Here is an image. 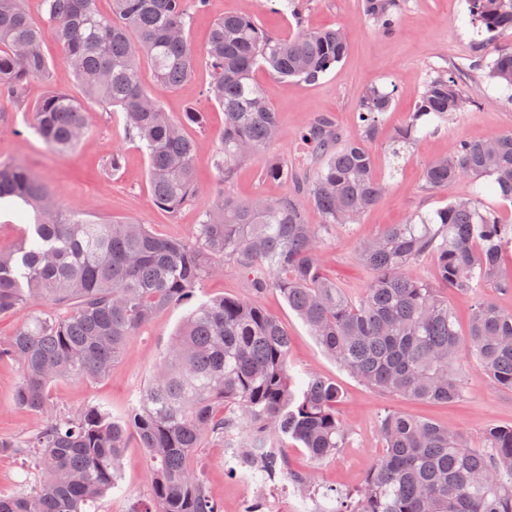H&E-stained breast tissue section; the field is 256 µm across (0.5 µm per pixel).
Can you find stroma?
<instances>
[{
	"label": "stroma",
	"mask_w": 512,
	"mask_h": 512,
	"mask_svg": "<svg viewBox=\"0 0 512 512\" xmlns=\"http://www.w3.org/2000/svg\"><path fill=\"white\" fill-rule=\"evenodd\" d=\"M227 12L252 14L267 30L278 35L297 32L302 25L312 29L341 28L349 43L344 60L315 85L287 83L265 72L257 73L260 88L279 114L280 133L272 145L242 161L229 181H220L215 170L214 150L224 131V112L203 96L210 71L202 63L198 64L192 80L162 98L166 112L173 118H180L191 108L203 114L201 124L186 129L200 144L194 160L197 195L176 213H166L153 204L147 159L139 142L126 136L123 117L118 112L91 107L88 132L82 144L65 155L49 150L27 130L30 113L6 112L0 116L5 121L0 129V163H25L64 210L84 209L96 220H132L147 225L162 237L189 240L202 212L218 193L239 199L287 196L292 190L290 182L262 178L267 163L282 157L297 161L304 151L300 133L321 113L330 115L346 137H357L358 105L366 90L374 85L391 88L394 104L384 118L378 139L370 147L375 171L388 181L389 188L361 223L334 227L323 245L328 274L336 277L352 295H360L370 274L356 259L358 244L381 232L386 225L405 223L412 213L445 206L447 195L430 194L422 189L423 169L448 154L454 140L489 139L512 131V102L496 87L483 82L481 71L476 70L466 79L474 96L473 105L447 128L427 134L395 171L389 165V138L407 121L428 77L448 72L459 63L491 60L497 47L512 43V30L494 41H486L465 22V0H406L396 30L391 34L377 32L364 19L361 0H304L302 16L298 19L263 6L261 0H209L207 9L197 13L192 22L190 35L196 49H203L213 22ZM43 50L53 62L52 80L31 81L26 92L28 101L36 102L52 90L79 95L78 85L57 44L47 41ZM117 151L121 152L122 161L119 169L112 171L106 163ZM261 304L288 331L291 338L288 362L293 372H315L340 386L342 398L337 412L349 426L350 435L345 448L332 459L316 465L299 445L287 448L291 470L312 469L317 474L314 488L306 491L298 490L285 476L261 487L243 477L232 476L224 463L223 444L205 441L192 465L224 512H237L243 500L263 504L266 512L276 507L281 512H329L332 503L325 496L326 490H356L383 454L379 424L389 411L457 429L476 448L482 447L487 427L512 425V391L497 388L471 359L463 361L461 401L427 403L385 395L352 378L327 356L279 291H267ZM187 311V305L172 306L131 336L124 356L106 375L55 383L52 393L57 406L68 412L96 406L112 417H126L137 406ZM19 379V367L12 361L0 360L1 438L26 435L39 423L38 417L13 402ZM147 493L146 458L133 441L125 450L116 488L101 497L94 509L95 512H137Z\"/></svg>",
	"instance_id": "obj_1"
}]
</instances>
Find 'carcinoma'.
Masks as SVG:
<instances>
[{"mask_svg": "<svg viewBox=\"0 0 512 512\" xmlns=\"http://www.w3.org/2000/svg\"><path fill=\"white\" fill-rule=\"evenodd\" d=\"M97 0H43L35 21L26 0H0V113L26 106L34 79H51L42 52L48 39L62 49L81 98L52 91L36 102L28 129L63 153L83 140L86 105L123 115L128 134L148 159L154 204L170 213L197 193L192 109L175 120L162 97L196 71L198 53L188 30L209 0H112L103 14ZM469 23L491 39L512 30V0H466ZM398 0H362V12L382 33L396 29ZM348 49L342 29H300L291 36L266 31L255 16L226 13L212 26L204 56L211 80L205 96L224 111L216 148L218 176L277 137L279 115L257 82L260 70L284 82L314 84ZM156 74L141 86L140 65ZM487 76L512 99V45L496 50ZM459 64L430 77L408 123L388 145L393 165L407 157L418 134L447 124L472 100ZM393 92L370 88L359 103L360 134L343 137L321 115L301 134L308 152L290 166L275 159L272 180L291 179L295 194L239 200L215 196L194 239L160 237L145 225L114 220L98 224L57 206L25 167L0 164V201L32 208L34 223L9 252L0 253V315L29 305L47 312L25 319L0 341V358L21 376L15 404L42 423L21 439H1L0 454L31 456L33 488L0 494V512H89L115 487L125 448L136 439L148 464L150 496L137 512H221L191 465L207 438L259 458L252 476L283 474L282 449L292 441L321 463L345 447L349 432L337 415L340 390L315 373L298 375L288 364L290 339L261 305L270 289L307 326L329 357L358 381L383 393L426 402L463 396L462 359L472 356L500 389L512 391V313L481 289L512 291L502 267L512 224L484 204L493 193L512 204V132L488 140H456L447 156L423 170V190L446 193L468 183L462 196L432 213L391 224L357 247L371 273L353 298L324 273L321 243L331 227L357 224L387 190L376 175L370 143L392 106ZM313 207L322 223L307 222ZM435 258L439 284L413 279L407 267ZM231 268L249 295L220 297L194 306L171 339L127 419L97 407L61 414L51 389L64 378L94 379L119 360L130 336L177 303L194 299L200 282ZM475 296L463 336L441 292ZM384 453L353 494L335 493L330 512H512V425L485 433L472 448L460 432L431 421L388 412L380 421Z\"/></svg>", "mask_w": 512, "mask_h": 512, "instance_id": "obj_1", "label": "carcinoma"}]
</instances>
